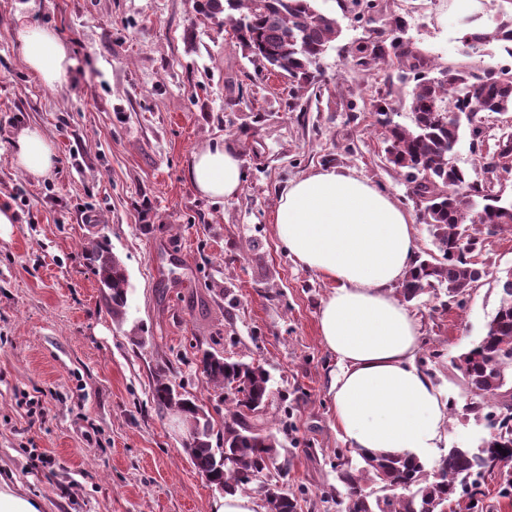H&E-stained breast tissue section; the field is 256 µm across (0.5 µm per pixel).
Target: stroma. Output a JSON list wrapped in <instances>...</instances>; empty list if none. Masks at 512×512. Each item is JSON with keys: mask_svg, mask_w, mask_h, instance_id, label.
Returning <instances> with one entry per match:
<instances>
[{"mask_svg": "<svg viewBox=\"0 0 512 512\" xmlns=\"http://www.w3.org/2000/svg\"><path fill=\"white\" fill-rule=\"evenodd\" d=\"M319 0L342 34L321 62L320 85L288 78L245 56L223 18L196 0H0V481L43 500L44 512H211L218 496L198 472L151 389L165 371L215 422L224 405L193 364L195 345L261 363L272 394L265 418L282 448L297 512H342L321 503L335 484L330 387L338 371L318 316L332 284L297 265L273 215L288 184L318 170L352 174L413 219L418 251H432L420 207L385 158L369 109L392 102L409 123L412 78L357 65L385 16L408 22L415 50L444 66H511L492 49L465 55L464 17H496L497 0ZM53 30L72 64L49 88L25 64L18 24ZM54 143L57 164L40 180L13 163L25 127ZM235 149L246 172L237 197L198 193L186 176L194 150ZM107 241L131 287L116 324L84 257ZM489 268L462 308L430 315L429 295L410 302L420 353L437 351L432 379L448 413V444L476 447L482 422L464 411L455 368L483 335L499 301L494 271L512 267V229L487 237ZM39 411L28 417L27 402Z\"/></svg>", "mask_w": 512, "mask_h": 512, "instance_id": "35a3bbf8", "label": "stroma"}]
</instances>
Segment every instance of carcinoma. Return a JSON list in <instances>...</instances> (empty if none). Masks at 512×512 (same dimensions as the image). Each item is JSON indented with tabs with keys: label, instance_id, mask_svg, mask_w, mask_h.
I'll use <instances>...</instances> for the list:
<instances>
[{
	"label": "carcinoma",
	"instance_id": "cac0c4a2",
	"mask_svg": "<svg viewBox=\"0 0 512 512\" xmlns=\"http://www.w3.org/2000/svg\"><path fill=\"white\" fill-rule=\"evenodd\" d=\"M199 13L224 16L242 50L271 71L293 78L300 90L341 34L337 19L317 0H201ZM482 18L475 13L462 22L463 46L469 53L479 54L494 43L512 47V14L493 25ZM388 26L393 37L361 45L358 52L369 63L413 74L412 126L398 122V113L385 101L375 105L373 117L384 130L388 162L422 207L435 248L412 260L399 292L412 302L430 290L445 313L463 306L475 284L489 275L476 260L483 244L480 234L512 226V199L495 190L500 174L512 172V162L504 161L512 155V138L500 137L489 148L481 181L452 159L465 127L472 144H483L486 135L479 114L512 112V69L490 66L477 72L448 65L438 70L404 39L403 17L390 15ZM86 256L105 289L112 317L123 321L130 287L125 266L105 242ZM496 281L497 310L484 335L455 365L471 395L466 409L484 420L488 430L483 450L451 448L431 464L361 453L358 468L339 452L336 479L347 488L345 512H475L483 504L485 477L492 474L499 475L503 497H512V274ZM194 364L229 408L217 443L210 416L199 417L200 436L190 443V460L199 472L220 479L224 493L244 491L249 485L245 477L271 474L270 466L277 465L279 456V440L260 419L271 393L269 373L258 362L230 360L207 349L197 350ZM152 399L160 410L186 417H198L202 409L191 398L174 397L173 383L165 376L156 378ZM222 458L227 463H220ZM280 479L278 471L269 483L256 480L254 490L274 512H296V494L275 487Z\"/></svg>",
	"mask_w": 512,
	"mask_h": 512
}]
</instances>
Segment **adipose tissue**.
<instances>
[{
    "label": "adipose tissue",
    "instance_id": "ef3b65f1",
    "mask_svg": "<svg viewBox=\"0 0 512 512\" xmlns=\"http://www.w3.org/2000/svg\"><path fill=\"white\" fill-rule=\"evenodd\" d=\"M15 36L28 68L56 86L72 63L66 44L52 30L26 24ZM14 160L36 180L50 173L56 154L39 128L26 127ZM187 176L213 199L237 196L245 181L238 153L221 143L194 151ZM274 224L289 257L333 284L318 331L339 366L331 395L345 442L367 454L423 460L447 447L448 405L416 364L419 325L393 294L416 248L410 215L369 182L325 170L288 186Z\"/></svg>",
    "mask_w": 512,
    "mask_h": 512
}]
</instances>
